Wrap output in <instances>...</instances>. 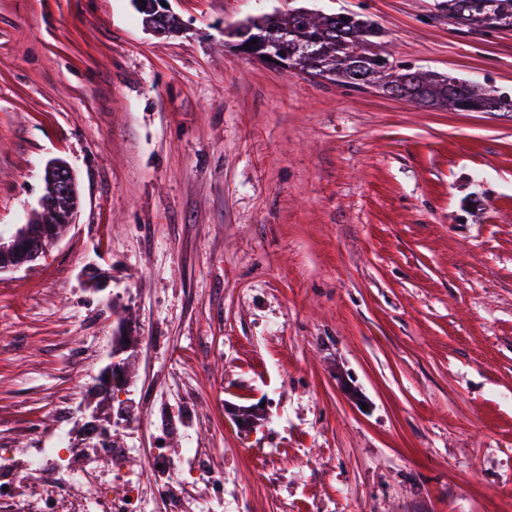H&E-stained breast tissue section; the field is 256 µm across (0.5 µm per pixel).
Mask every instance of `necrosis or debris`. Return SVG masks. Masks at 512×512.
<instances>
[{"label": "necrosis or debris", "instance_id": "obj_1", "mask_svg": "<svg viewBox=\"0 0 512 512\" xmlns=\"http://www.w3.org/2000/svg\"><path fill=\"white\" fill-rule=\"evenodd\" d=\"M179 450L156 448L142 459L84 433V448H40L20 455L0 448V512H237L242 495L225 484L208 453L185 434ZM80 479L82 496L71 493ZM122 494H113V486Z\"/></svg>", "mask_w": 512, "mask_h": 512}]
</instances>
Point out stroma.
Here are the masks:
<instances>
[{
	"label": "stroma",
	"instance_id": "stroma-1",
	"mask_svg": "<svg viewBox=\"0 0 512 512\" xmlns=\"http://www.w3.org/2000/svg\"><path fill=\"white\" fill-rule=\"evenodd\" d=\"M438 2L169 0L183 28L159 35L134 0H0V234L48 161L81 193L44 257L0 273V448L176 392L242 512H512V110L289 73L228 33L349 11L398 65L512 97V28ZM116 349L139 389L106 400ZM257 403L249 432L226 412ZM145 413L124 446L180 447Z\"/></svg>",
	"mask_w": 512,
	"mask_h": 512
}]
</instances>
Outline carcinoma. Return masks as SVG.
<instances>
[{
  "label": "carcinoma",
  "instance_id": "carcinoma-1",
  "mask_svg": "<svg viewBox=\"0 0 512 512\" xmlns=\"http://www.w3.org/2000/svg\"><path fill=\"white\" fill-rule=\"evenodd\" d=\"M448 18L473 31L512 27V0H442ZM143 21L162 35L174 32L175 15L156 18L139 9ZM268 53L288 56V68L318 79L353 87L398 88L423 106H444L456 112H493L511 109L507 96L454 76L407 70L378 49L380 29L354 13H314L304 7L255 18L238 30Z\"/></svg>",
  "mask_w": 512,
  "mask_h": 512
}]
</instances>
